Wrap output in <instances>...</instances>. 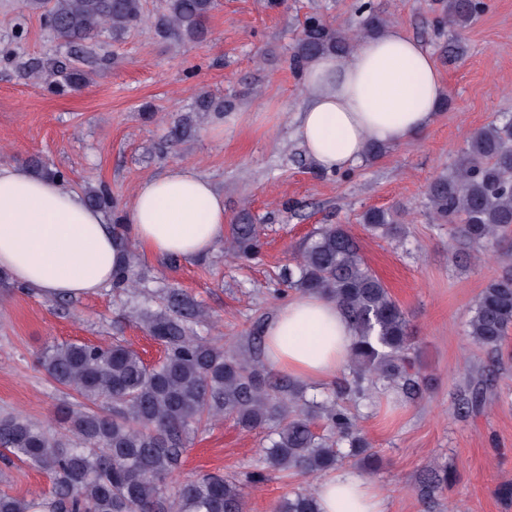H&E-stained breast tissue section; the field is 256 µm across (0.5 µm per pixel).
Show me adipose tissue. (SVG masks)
I'll return each mask as SVG.
<instances>
[{
  "label": "adipose tissue",
  "instance_id": "obj_1",
  "mask_svg": "<svg viewBox=\"0 0 512 512\" xmlns=\"http://www.w3.org/2000/svg\"><path fill=\"white\" fill-rule=\"evenodd\" d=\"M296 136L325 171L362 162L368 143L397 146L435 122L445 87L431 51L391 25L347 55L305 65ZM123 225L61 181L0 164V272L43 297L77 299L110 288L129 246L192 260L224 237V196L194 167L175 165L141 182ZM355 333L327 297L295 294L265 328V356L281 373L323 383L349 363ZM320 512H385L370 481L339 470L315 493Z\"/></svg>",
  "mask_w": 512,
  "mask_h": 512
}]
</instances>
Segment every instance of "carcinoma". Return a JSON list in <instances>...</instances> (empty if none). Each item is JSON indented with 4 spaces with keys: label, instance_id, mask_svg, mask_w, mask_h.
Returning <instances> with one entry per match:
<instances>
[{
    "label": "carcinoma",
    "instance_id": "cac0c4a2",
    "mask_svg": "<svg viewBox=\"0 0 512 512\" xmlns=\"http://www.w3.org/2000/svg\"><path fill=\"white\" fill-rule=\"evenodd\" d=\"M22 8L77 47L104 31L123 36L142 20V0H23ZM215 0H165L159 26L188 42L206 38ZM361 33L348 35L318 16L306 18L293 60L303 67L325 54H348L358 38L378 33L385 20L370 6ZM484 13L482 0H446L443 18L461 32ZM93 60L81 67L70 57L30 67L47 88L62 95L91 81ZM28 167L38 176L67 182V176L34 156ZM433 221L455 224L470 245L494 249L501 270L483 288L466 323L474 344L498 350L512 330V114L503 113L473 132L453 167L428 187ZM87 202L115 214L117 200L105 184L85 191ZM362 221L382 236L398 233L389 211L369 209ZM261 248L260 232L248 214L231 226L227 255L249 260ZM285 282L301 292L333 299L351 320L356 339L350 352L351 378L337 386L336 398H307L301 382L274 378L258 354L222 347L198 336L193 324L201 314L194 299L171 288L156 312L138 317L165 348L154 364L131 345L53 343L40 366L58 384L82 399L60 410L65 431L53 432L25 418L0 415V452L46 473L51 489L41 497L50 512H246L245 485L236 478L209 474L170 489L183 456L204 422L230 416L243 430L279 422L263 463L272 470L321 474L345 457H357L369 443L355 424L346 400H365L378 388L413 395L420 387L416 360L410 357L408 319L385 283L367 266L359 246L342 224H326L304 242ZM138 284L134 261L115 275L112 287L129 291ZM485 402L484 388L458 395L455 408L466 414ZM322 420L331 436L316 432ZM346 447L343 454L340 449ZM32 500L0 494V512H29ZM276 512H319L315 495L296 491Z\"/></svg>",
    "mask_w": 512,
    "mask_h": 512
}]
</instances>
